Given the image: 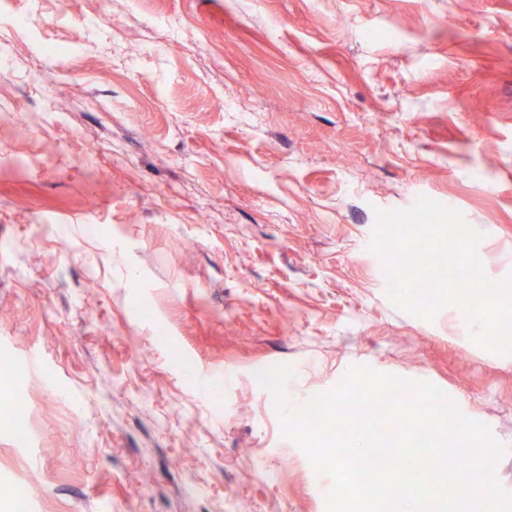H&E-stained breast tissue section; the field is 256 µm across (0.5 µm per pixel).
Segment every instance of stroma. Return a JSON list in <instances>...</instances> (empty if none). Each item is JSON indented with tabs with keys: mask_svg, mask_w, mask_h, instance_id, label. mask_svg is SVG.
Wrapping results in <instances>:
<instances>
[{
	"mask_svg": "<svg viewBox=\"0 0 512 512\" xmlns=\"http://www.w3.org/2000/svg\"><path fill=\"white\" fill-rule=\"evenodd\" d=\"M99 9L0 8V512H325L279 363L293 407L355 365L433 382L512 489V356L395 307L369 249L425 195L512 274V0Z\"/></svg>",
	"mask_w": 512,
	"mask_h": 512,
	"instance_id": "stroma-1",
	"label": "stroma"
}]
</instances>
